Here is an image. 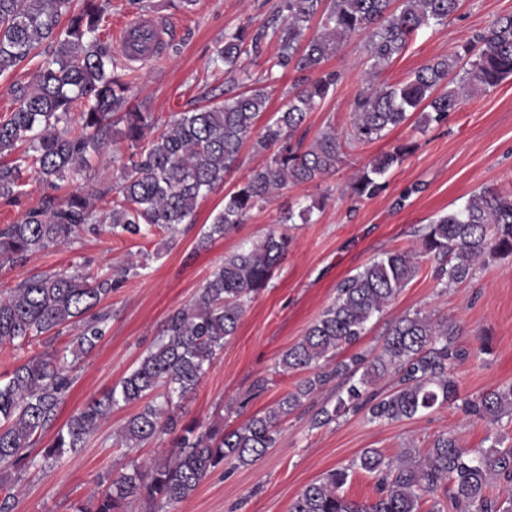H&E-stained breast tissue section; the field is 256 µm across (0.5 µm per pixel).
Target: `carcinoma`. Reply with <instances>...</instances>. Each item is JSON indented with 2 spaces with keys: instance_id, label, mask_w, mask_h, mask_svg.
I'll return each instance as SVG.
<instances>
[{
  "instance_id": "cac0c4a2",
  "label": "carcinoma",
  "mask_w": 512,
  "mask_h": 512,
  "mask_svg": "<svg viewBox=\"0 0 512 512\" xmlns=\"http://www.w3.org/2000/svg\"><path fill=\"white\" fill-rule=\"evenodd\" d=\"M76 2L80 7L74 10ZM459 2L281 0L277 15L283 17L284 29L272 67L291 66L305 77L296 84L287 109L253 140L259 153L274 150L271 160L224 196V206L201 242L224 236L288 184L314 182L336 171L344 154L336 132H322L305 149L293 137L336 85L338 74L324 70L323 64L345 41L366 36L373 67H384L419 32L447 22ZM106 5L107 0H0V76L38 59L33 81L13 85L15 107L0 116V199L14 203L25 194L30 171L53 191L71 173L92 180L93 159L105 156L117 142L127 147L118 174L104 189L87 195L47 194L21 221L0 226V266L96 234L102 224L116 236L145 238L167 231L170 242H176V226L192 217L199 197L224 185L266 109L267 87H254L183 112L152 133L156 119L135 103L126 63L99 36ZM316 17L321 33L307 40ZM268 29L267 23L240 27L216 47L212 62L223 65L234 81L239 58L249 48L258 50ZM509 76L512 16L432 60L409 80L359 94L348 142L380 139L417 110L424 128L445 123L461 108L464 96L493 89ZM441 85L448 90L438 94ZM75 112L79 127L59 129ZM409 152L410 145L399 144L369 161L350 182L354 200L375 196L382 188L380 179ZM109 194L112 206L97 213L95 202ZM290 243L288 234L270 232L226 255L191 302L168 315L162 336L136 368L57 430L58 412L71 387L65 362L47 351L16 366L0 380V467L51 469L66 454L85 447L113 408L136 405L138 411L118 431L122 445L139 448L172 434V447L162 459L111 473L107 489L75 512H126L137 500L149 512H164L190 497L212 471L260 459L275 445L281 421L334 380L340 381L336 400L321 407L317 425L359 410L367 411L373 422H399L447 405L491 429L505 417L512 419V383L475 397L461 395L454 367L484 347L473 352L457 345L456 330L444 318L418 312L402 316L377 353L331 363L340 350L361 339L370 320L415 277L419 256L435 259V277L450 284L470 278L488 255L512 254V191L488 187L426 225L418 248L385 252L339 284L336 299L281 356L284 370L309 371L294 390L230 432L218 423L183 422L179 401L196 389L224 342L236 333L248 302L268 285ZM134 274L136 266L130 263L91 283L79 272L30 277L0 295V344L40 336L50 340L77 323L73 354L91 352L106 336L111 319L102 301ZM386 378L394 380L391 391L370 390ZM52 429L49 443L35 450ZM487 440L491 444L485 449L468 448L446 432L425 453L405 448L394 459L367 448L358 466L377 478L373 501L358 504L346 497L351 469L342 467L307 485L289 512H421L427 496L432 497L427 512H512V446L503 447L498 437ZM493 487L498 488L495 494L490 493ZM441 488L448 493L446 505L435 497Z\"/></svg>"
}]
</instances>
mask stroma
Returning <instances> with one entry per match:
<instances>
[{
	"label": "stroma",
	"instance_id": "1",
	"mask_svg": "<svg viewBox=\"0 0 512 512\" xmlns=\"http://www.w3.org/2000/svg\"><path fill=\"white\" fill-rule=\"evenodd\" d=\"M279 2L197 0L185 9L169 0H108L102 37L115 40L122 26L140 16H163L168 28L163 55L134 65L136 101L163 124L202 105L204 98L223 93L224 73L210 63L215 47L246 21L268 22ZM510 14L512 0H461L446 24L420 32L376 74L370 70L364 37H352L326 62V69L337 71L339 80L329 97L309 112L299 137L309 144L330 127L347 135L352 102L361 90L407 80L433 58L457 50ZM278 49V39L268 38L260 52L241 57L237 73L248 88L267 79L271 113L287 107L288 93L300 77L290 68L266 78L267 61ZM417 122V117H410L380 140L346 147L345 161L335 173L313 183L288 185L273 203L253 211L224 237L202 239L224 205L225 192L269 159L248 143L223 187L199 198L191 223L180 225L175 246H168L163 234L128 239L105 231L51 248L24 265L1 266L0 292L43 272L78 271L93 280L131 260L145 264L140 275L106 299L112 312L110 328L91 353L72 356L77 331L70 327L48 343L38 338L0 345V375L47 350L67 355L73 384L58 417L59 423H66L88 400L129 374L158 341L169 313L191 301L225 255L269 232L284 231L292 238L287 258L267 288L249 302L235 335L182 403L185 420L220 422L228 431L238 428L293 388L297 375L279 374L278 362L335 299L342 280L383 252L415 246L422 225L458 208L480 189L512 186V77L490 91L475 93L449 114L447 123L422 130ZM399 143L413 144L414 149L385 175L384 189L373 198L353 202L348 185L355 171ZM318 198L325 205L313 211L308 223L282 224L288 204L305 206ZM418 311L455 322L460 345L475 349L488 344L489 353L456 366L462 394L476 396L512 383V255L486 257L471 280L448 287L435 279L433 260L422 257L418 274L383 314L371 320L355 351L378 348L395 320ZM263 378L269 381L266 391L250 397L254 383ZM335 394L332 384L318 392L304 409L288 417L278 442L263 457L247 467L216 470L169 512H289L308 484L348 466L354 472L345 495L368 503L376 496V479L355 466L365 449L376 448L389 457L404 448L423 452L443 432L455 435L466 447L481 448L489 434L487 425L452 405L390 424L372 422L361 411L314 426L316 411ZM242 399L248 405L240 410L236 403ZM131 413L128 407L112 409L87 447L66 455L53 469L24 470L21 480L9 487L13 512H73L75 505L103 489L111 470L135 459L161 458L171 445L170 436L140 448L115 445L113 435Z\"/></svg>",
	"mask_w": 512,
	"mask_h": 512
}]
</instances>
